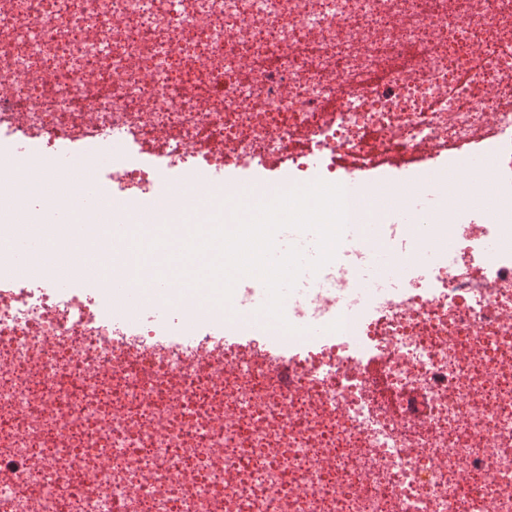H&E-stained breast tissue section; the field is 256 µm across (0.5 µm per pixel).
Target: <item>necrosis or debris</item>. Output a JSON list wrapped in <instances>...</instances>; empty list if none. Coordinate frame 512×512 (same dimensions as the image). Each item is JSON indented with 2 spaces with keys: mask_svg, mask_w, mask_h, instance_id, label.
<instances>
[{
  "mask_svg": "<svg viewBox=\"0 0 512 512\" xmlns=\"http://www.w3.org/2000/svg\"><path fill=\"white\" fill-rule=\"evenodd\" d=\"M21 147L109 168L122 210L161 190L184 218L223 216L228 182L336 183L349 223L392 242L384 197L425 190L438 259L367 298L349 283L365 250L341 240L344 266L283 308L282 342L330 333L287 384L266 338L203 368L190 322L0 282V512H512V0H0V183L18 199ZM475 153L496 175L482 210Z\"/></svg>",
  "mask_w": 512,
  "mask_h": 512,
  "instance_id": "4bbe7bcc",
  "label": "necrosis or debris"
}]
</instances>
